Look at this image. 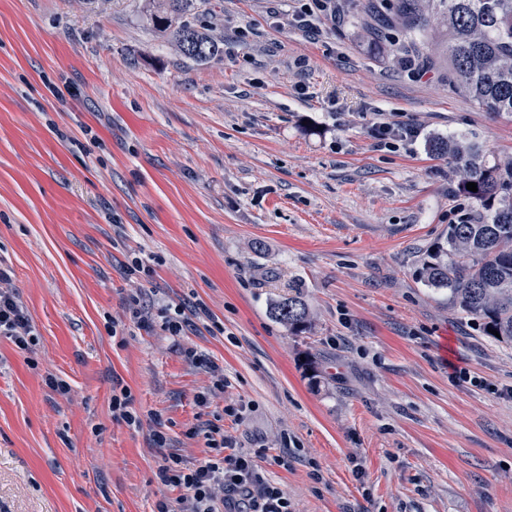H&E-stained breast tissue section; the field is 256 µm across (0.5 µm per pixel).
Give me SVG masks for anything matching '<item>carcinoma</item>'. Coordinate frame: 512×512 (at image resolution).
Instances as JSON below:
<instances>
[{"mask_svg":"<svg viewBox=\"0 0 512 512\" xmlns=\"http://www.w3.org/2000/svg\"><path fill=\"white\" fill-rule=\"evenodd\" d=\"M193 0H155L151 20L156 30L186 58L219 59L223 43L188 19ZM415 35L407 52L431 64L428 40H447L448 79L466 89L478 106L512 118V0H397L383 28L366 27L374 55L394 52L382 29ZM430 151L449 160L460 192L475 202L448 225L446 246L423 264L425 279L448 289V301L490 335L512 342V159L489 160L479 143L436 138ZM474 182L478 191L466 184ZM273 317L292 332L308 324V307L296 293L272 307Z\"/></svg>","mask_w":512,"mask_h":512,"instance_id":"1","label":"carcinoma"}]
</instances>
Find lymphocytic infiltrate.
<instances>
[{
    "label": "lymphocytic infiltrate",
    "instance_id": "f902f5d3",
    "mask_svg": "<svg viewBox=\"0 0 512 512\" xmlns=\"http://www.w3.org/2000/svg\"><path fill=\"white\" fill-rule=\"evenodd\" d=\"M0 335L18 349H28L33 326L27 310L16 297L10 276L0 270ZM219 429L208 438L210 456L187 464L162 456L157 477L162 490L179 489L175 502L159 500L158 512H288L283 491L266 482L251 452L226 453Z\"/></svg>",
    "mask_w": 512,
    "mask_h": 512
}]
</instances>
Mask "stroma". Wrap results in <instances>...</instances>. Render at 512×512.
Returning <instances> with one entry per match:
<instances>
[{"mask_svg":"<svg viewBox=\"0 0 512 512\" xmlns=\"http://www.w3.org/2000/svg\"><path fill=\"white\" fill-rule=\"evenodd\" d=\"M307 2L196 0L224 42L197 62L149 0H0V268L35 333L0 336V512H157L162 454L204 459L213 426L292 512H512V344L422 275L472 205L430 141L510 159L512 119L449 86L442 40L404 69ZM294 285L301 333L271 314ZM135 297L208 314L144 330ZM369 132L374 139L384 145L392 143L389 140H412L417 135L414 127L401 122H375L371 125ZM130 394L127 389H121V396H112V415L118 421L125 422L128 426H137L138 415L130 410Z\"/></svg>","mask_w":512,"mask_h":512,"instance_id":"obj_1","label":"stroma"}]
</instances>
